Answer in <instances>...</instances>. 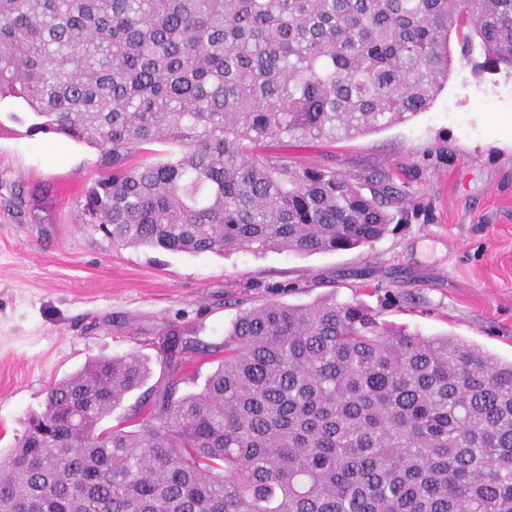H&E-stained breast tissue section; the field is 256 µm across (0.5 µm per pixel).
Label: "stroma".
<instances>
[{
	"label": "stroma",
	"mask_w": 512,
	"mask_h": 512,
	"mask_svg": "<svg viewBox=\"0 0 512 512\" xmlns=\"http://www.w3.org/2000/svg\"><path fill=\"white\" fill-rule=\"evenodd\" d=\"M0 123V460L56 381L99 356L148 357L151 375L107 425L159 388L158 345L208 344L181 390L201 391L235 319L271 297L358 301L382 321L453 334L512 359V77L454 64L447 87L406 122L288 148L294 161L383 174L405 189L373 246L188 255L121 248L78 222L95 149Z\"/></svg>",
	"instance_id": "obj_1"
}]
</instances>
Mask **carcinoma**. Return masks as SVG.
<instances>
[{"instance_id": "cac0c4a2", "label": "carcinoma", "mask_w": 512, "mask_h": 512, "mask_svg": "<svg viewBox=\"0 0 512 512\" xmlns=\"http://www.w3.org/2000/svg\"><path fill=\"white\" fill-rule=\"evenodd\" d=\"M453 38L512 75V0H0V101L99 153L81 223L118 244L345 251L406 192L264 148L427 110ZM194 350L166 336L164 387L112 427L147 358L54 383L0 469V512H512V360L333 297L243 312L181 395ZM223 358L224 353L220 351L215 353L205 351L196 354L186 366L185 373L189 379L181 385L180 393L201 391L207 378L215 371Z\"/></svg>"}]
</instances>
